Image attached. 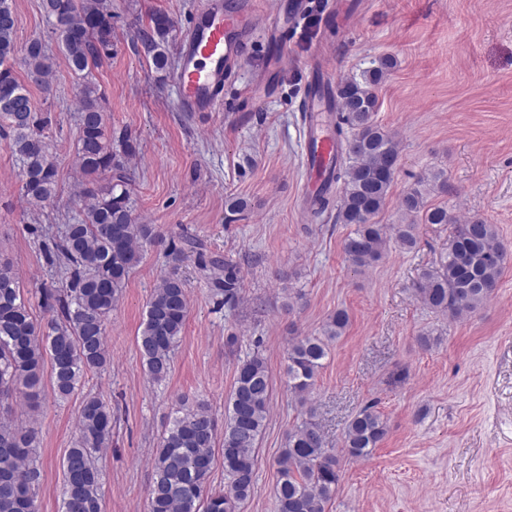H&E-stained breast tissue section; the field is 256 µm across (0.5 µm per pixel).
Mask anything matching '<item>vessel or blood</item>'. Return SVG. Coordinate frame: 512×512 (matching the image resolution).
I'll return each instance as SVG.
<instances>
[{
    "mask_svg": "<svg viewBox=\"0 0 512 512\" xmlns=\"http://www.w3.org/2000/svg\"><path fill=\"white\" fill-rule=\"evenodd\" d=\"M307 0H290L275 17L267 36L275 46L274 59H281L280 46L288 32V19L302 16ZM254 0H206L189 30L179 42L180 67L175 76L179 111L211 112L224 100L225 85L236 77L242 51L240 36L254 30ZM303 111L312 113L302 135V159L308 196L336 185L335 116L326 100L305 92Z\"/></svg>",
    "mask_w": 512,
    "mask_h": 512,
    "instance_id": "1",
    "label": "vessel or blood"
}]
</instances>
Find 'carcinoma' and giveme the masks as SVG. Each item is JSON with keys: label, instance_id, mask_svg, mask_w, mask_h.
Segmentation results:
<instances>
[{"label": "carcinoma", "instance_id": "cac0c4a2", "mask_svg": "<svg viewBox=\"0 0 512 512\" xmlns=\"http://www.w3.org/2000/svg\"><path fill=\"white\" fill-rule=\"evenodd\" d=\"M14 0H0V133H8L19 163L21 191L33 208L56 195L58 167L45 130L50 113L32 102L30 86L50 89L53 60L44 39L20 47L16 40ZM48 33L61 44L70 69L81 79L74 166L82 178L84 204L65 234L43 241L50 260H58L67 277L61 287L42 292L51 316L37 320L9 259L0 256V512H33L41 480L36 455L37 432L13 420L17 401L35 411L42 400V377L50 365L56 397L66 399L89 372L108 363L107 324L122 288L143 258L144 248L163 243L155 224L135 223L130 207V178L112 147L108 115L92 70L112 51L110 0H42ZM170 17L150 16L141 34L158 70L171 65ZM393 67L383 57L370 61L359 76L336 85V185L338 196L320 194L309 200L313 219L336 209L335 221L349 224L343 252L356 268L383 258L390 241L410 250L417 245V224H450L446 260L425 270L418 282L419 300L435 313L462 318L483 306L495 293L506 252L495 226L481 219L455 221L448 207L426 205L430 191L448 192V179L436 172L420 179L402 196L399 208L408 224H379L374 217L389 198L399 162L398 143L375 120L376 87ZM24 77H19L17 70ZM171 266L147 303L137 344L147 376L159 383L171 371L172 354L188 316V289L178 273L182 252L168 246ZM224 304L233 306L242 288L239 269L224 262L215 278ZM349 314L338 309L320 336H297L287 349L288 391L306 406L316 377L329 354V343L343 335ZM273 385L265 358L258 351L236 367L226 406L224 431L203 403L180 400L175 416L156 448L154 477L148 490L149 512H234L250 498L255 483V452L270 414ZM295 424L278 457L275 486L278 512H326L340 480L339 458L328 447L314 411ZM387 432L372 406L355 415L343 437V451L353 460L371 455ZM112 411L100 397L87 395L78 413L77 437L62 463V512H101V471L93 453L108 446ZM221 447L224 489L210 488L213 448Z\"/></svg>", "mask_w": 512, "mask_h": 512}]
</instances>
